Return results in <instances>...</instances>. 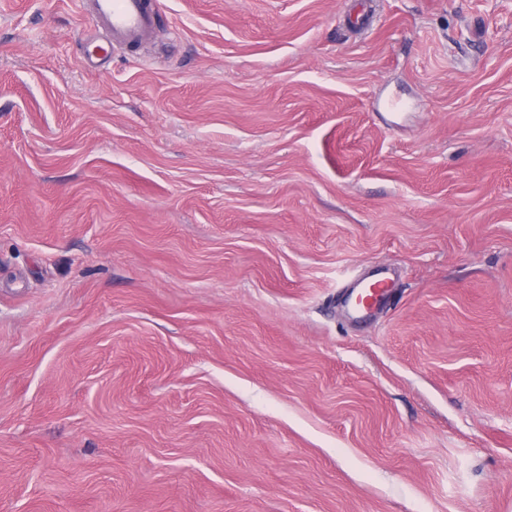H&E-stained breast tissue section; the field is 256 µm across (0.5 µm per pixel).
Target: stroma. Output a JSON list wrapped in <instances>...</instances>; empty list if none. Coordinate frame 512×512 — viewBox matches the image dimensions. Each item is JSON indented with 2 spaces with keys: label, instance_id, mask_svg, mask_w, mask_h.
<instances>
[{
  "label": "stroma",
  "instance_id": "35a3bbf8",
  "mask_svg": "<svg viewBox=\"0 0 512 512\" xmlns=\"http://www.w3.org/2000/svg\"><path fill=\"white\" fill-rule=\"evenodd\" d=\"M156 6L0 0V512H512V0ZM98 31L101 44L87 54L90 64L107 60L112 53L147 43L154 32L157 14L149 0H81ZM367 279L374 281L368 285L371 288H367L368 286L366 287L364 284ZM392 282L393 280L389 276H381L379 272L358 281L345 301L350 313L361 318L383 308L390 299ZM368 290L369 294L365 297Z\"/></svg>",
  "mask_w": 512,
  "mask_h": 512
}]
</instances>
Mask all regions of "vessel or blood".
<instances>
[{
	"mask_svg": "<svg viewBox=\"0 0 512 512\" xmlns=\"http://www.w3.org/2000/svg\"><path fill=\"white\" fill-rule=\"evenodd\" d=\"M97 26V46L89 63L97 64L113 52L147 43L154 32L157 14L150 0H81ZM372 284L357 283L346 299L349 311L361 318L383 308L391 295L390 277L373 274Z\"/></svg>",
	"mask_w": 512,
	"mask_h": 512,
	"instance_id": "b4317fda",
	"label": "vessel or blood"
}]
</instances>
